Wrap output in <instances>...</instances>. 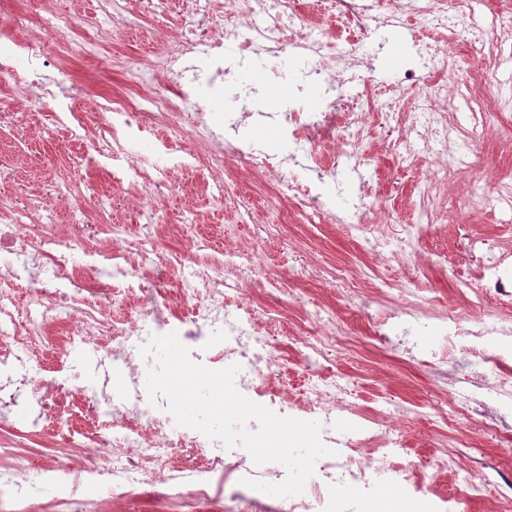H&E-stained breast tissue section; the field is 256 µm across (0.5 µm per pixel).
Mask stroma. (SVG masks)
Returning a JSON list of instances; mask_svg holds the SVG:
<instances>
[{
    "mask_svg": "<svg viewBox=\"0 0 512 512\" xmlns=\"http://www.w3.org/2000/svg\"><path fill=\"white\" fill-rule=\"evenodd\" d=\"M177 34L178 25L169 17L142 20L139 29L130 32H110L101 46L102 53L126 56L130 68L106 70L97 58L75 53L67 59L65 78L92 98L133 89L138 74L151 72L156 55L173 45ZM426 36V31L416 25L389 37L365 36L359 44L361 53L379 54L383 67L382 72L373 76L375 84L383 86L401 79L407 53ZM444 69L450 82L463 89L456 100L455 121L468 124L475 112L497 113L498 120L479 141L459 139L445 145L443 151L451 158L464 154L476 159L484 184L493 186L500 177L512 176V111L501 108L503 102L512 99V57L503 58L497 69V81L491 86L477 83V60L466 52L448 57ZM386 140L385 131L376 130L369 143L370 163L337 172L336 189L328 200L333 220L328 224L281 223L264 177L242 170L232 186L252 208L253 224L275 226V234L268 238L256 239L253 224H225L223 212L212 209L201 197L174 194L162 199L160 205L169 216H181L186 223L204 226L196 250L200 260L209 262L217 257L228 231L244 247L263 252L267 269L283 275L286 294L278 311L290 327L302 328L306 310L326 306L336 317L337 339L330 358L318 364L319 373L340 371L349 375L360 405H372L382 395L399 405L421 408V415L404 423L409 453L424 458H447L448 472L439 489L448 499V512H485V503L459 498L456 474L492 473L497 482L495 494L512 495V444L465 416L448 426L436 427L435 419L448 406V393L437 387L433 371L382 348L373 334L372 323L362 314L348 310L343 292L327 281L311 280L301 274L302 267L313 262L328 272L338 267L352 270L360 278L377 273L400 283L413 279L418 287L426 289L436 307L465 312L469 306L463 291L477 284L481 276L482 255L474 250L473 239L480 237L490 245L512 249V223H502L493 206L480 212L459 208L469 179L462 172L449 179L432 227L422 240L411 243L405 257L383 260L364 252L344 230L354 205L367 198L383 201V208L371 210L369 217L374 223L385 225L390 234L401 225L418 223L421 205L415 182L433 166L431 155L425 153L420 154L412 169L396 166L387 153ZM39 155L46 156L57 167L68 166L67 148L61 141L43 139L35 133L23 135L7 126L0 128V163L21 172L36 185L42 176L34 165ZM13 421V413L0 410V474L9 472L23 457L43 455L54 459L65 455V448L59 447L50 434L36 429L16 432ZM6 507L8 512H96V500L93 493L83 491L80 506L75 509L57 502L52 490L46 487L33 499L13 496ZM112 512H224V502L217 499L189 506L167 498L163 486L157 485L148 488L133 505L118 504Z\"/></svg>",
    "mask_w": 512,
    "mask_h": 512,
    "instance_id": "obj_1",
    "label": "stroma"
}]
</instances>
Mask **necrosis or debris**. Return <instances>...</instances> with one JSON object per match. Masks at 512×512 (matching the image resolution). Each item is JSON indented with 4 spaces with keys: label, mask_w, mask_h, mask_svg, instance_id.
<instances>
[{
    "label": "necrosis or debris",
    "mask_w": 512,
    "mask_h": 512,
    "mask_svg": "<svg viewBox=\"0 0 512 512\" xmlns=\"http://www.w3.org/2000/svg\"><path fill=\"white\" fill-rule=\"evenodd\" d=\"M100 17L75 13L55 15L53 37L34 43L31 21L14 0H0V81L24 102L23 111L0 110V126L20 127L22 116H42L41 129L66 135L74 170H95L104 187L86 196L70 180H51L33 189L7 166H0V277L29 282L22 292L0 290V407L28 398V425L53 432L61 447L73 454L57 460L16 465L7 485L27 494L51 486L64 501H77L81 487L94 488L101 503L130 501L140 489L163 482L166 494L206 502L221 497L231 512H388V503L371 482L385 476L406 492L404 512H447V498L434 483L448 470L447 461L410 459L396 425L400 405L377 399L373 415L362 413L346 374L307 377L301 385L288 381L280 353L289 336L283 320L273 316L280 300L277 274L261 285L259 306L231 305L240 293L244 274L262 267L258 252L224 245L219 262L198 261L192 250L198 238L191 226L158 216L156 197L183 177L194 187L205 175L207 197L221 208L234 203L228 190L221 141L225 129H238L246 119V102L264 98L270 84L291 85L292 95L274 115L280 148L239 147L233 154L254 175L276 177L275 198L294 200L282 210L284 222L301 218L306 224H327L332 216L324 199L325 183L306 184L294 169L296 158L331 144L328 169L359 167L370 160L365 142L372 131L408 126L423 143L450 141L458 128L448 120L454 108L442 63L448 53L465 45H486L488 29L451 14L447 0H395L391 10L377 13L375 0H314L313 8L329 22L313 30L300 0H138L137 16H118L115 0H98ZM180 21L175 47L154 66L173 86L172 94L155 91L141 79L130 92L97 100L76 98L63 86V46L93 52L100 19L117 20L133 29L138 17L159 14ZM416 22L429 31L418 42L417 61L403 77L425 92L407 99L395 89L344 105V72L375 71L374 59L357 55L350 45L358 34L385 32ZM265 79L251 80L253 70ZM318 96V110L306 102ZM154 140L153 154L138 150ZM132 191L116 222H101L87 204L104 203L113 193ZM56 206L45 220L29 223L46 197ZM67 228H60L59 219ZM354 211L347 234L373 255L393 248L402 254L423 227L407 225L405 235L389 244L373 225ZM156 229L143 237L140 225ZM99 235L109 236L106 251L87 248ZM174 236L179 250L160 256L158 239ZM82 249V260L73 252ZM182 272L173 292L163 284ZM346 297L356 301L398 291L401 299L374 333L386 347L409 361L432 369L439 383L448 381V356L459 353L467 379L451 401L470 418L512 440V251L487 250L480 284L472 291L471 307L485 308L479 318L449 310L435 315L430 300L411 285L374 279L362 284L346 273L336 276ZM140 304L138 317H104L91 313L92 302ZM180 313H171V304ZM303 335L292 338L306 363L323 358L336 342V319L323 309L308 312ZM177 333L193 361L213 370L240 365L237 389L277 414L297 411L321 425V441L331 455L320 458L302 494L276 497L245 486V479L282 482L279 463L255 464L240 446L225 447L217 439L175 423L165 399L150 402L146 390L147 362L139 349L153 336ZM111 362V385L75 387L77 370L86 356ZM432 469V483L421 473Z\"/></svg>",
    "instance_id": "obj_1"
}]
</instances>
